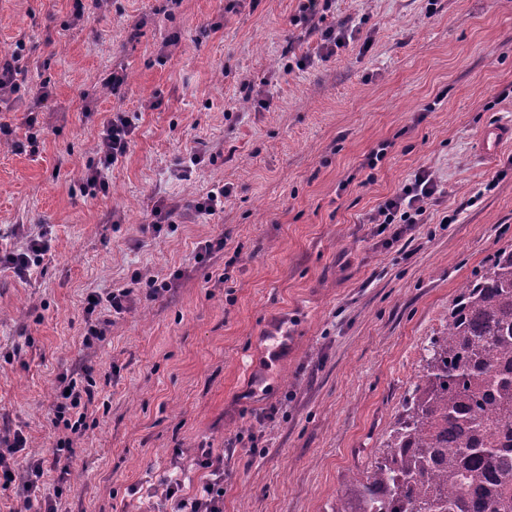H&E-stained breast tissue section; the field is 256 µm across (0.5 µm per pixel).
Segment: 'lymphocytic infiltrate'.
Instances as JSON below:
<instances>
[{"mask_svg": "<svg viewBox=\"0 0 512 512\" xmlns=\"http://www.w3.org/2000/svg\"><path fill=\"white\" fill-rule=\"evenodd\" d=\"M135 123L129 113L115 111L104 122L98 136V160L85 174V186L91 190L106 191L108 172L112 165L125 157L131 142ZM438 183L428 170H419L399 191L381 203L369 218L373 224H420L424 221L427 205L436 194ZM132 287L113 288L87 295L84 302L87 330L84 346L104 340L109 318L123 314L133 300ZM100 409L96 382L92 375L76 378L60 375L51 405L50 424L61 430L54 448L48 453L30 457L25 466H18L17 452L25 448L27 440L22 432L0 437V483L21 482L27 512H59V506L68 481V460L73 453V438L82 434L87 422ZM195 464L207 471L208 477L199 494L184 496L181 480L166 483L165 498L173 504V512H223L224 457L213 449H198ZM53 482V495L43 492L46 482Z\"/></svg>", "mask_w": 512, "mask_h": 512, "instance_id": "lymphocytic-infiltrate-1", "label": "lymphocytic infiltrate"}]
</instances>
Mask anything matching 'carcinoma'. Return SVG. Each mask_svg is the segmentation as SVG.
<instances>
[{
    "label": "carcinoma",
    "mask_w": 512,
    "mask_h": 512,
    "mask_svg": "<svg viewBox=\"0 0 512 512\" xmlns=\"http://www.w3.org/2000/svg\"><path fill=\"white\" fill-rule=\"evenodd\" d=\"M332 512H512V249L460 283L422 375Z\"/></svg>",
    "instance_id": "1"
}]
</instances>
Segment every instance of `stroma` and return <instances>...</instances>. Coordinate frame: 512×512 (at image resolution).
Returning <instances> with one entry per match:
<instances>
[{
  "mask_svg": "<svg viewBox=\"0 0 512 512\" xmlns=\"http://www.w3.org/2000/svg\"><path fill=\"white\" fill-rule=\"evenodd\" d=\"M303 2L104 0L78 21L74 0H0V57L24 38L27 84L51 92L33 156L13 149L28 98L0 102V250L50 243L26 277L0 268V436L26 437L21 465L52 448L56 378L86 366L107 405L74 440L62 512H171L162 481L200 492L199 448L224 456L223 512H331L458 284L512 247V141L479 150L512 124V0H334L328 22L360 32L327 60ZM115 108L136 129L92 196ZM421 169L424 223H368ZM224 185L222 212L152 227L158 198ZM135 273L172 286L83 346L86 295Z\"/></svg>",
  "mask_w": 512,
  "mask_h": 512,
  "instance_id": "obj_1",
  "label": "stroma"
}]
</instances>
